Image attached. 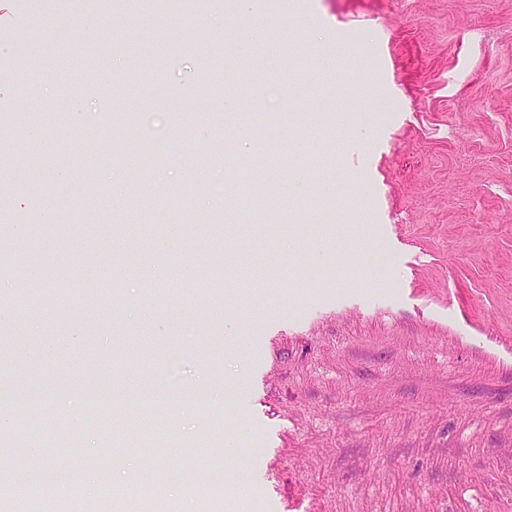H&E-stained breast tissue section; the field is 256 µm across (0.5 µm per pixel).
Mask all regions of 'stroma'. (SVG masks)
<instances>
[{"mask_svg": "<svg viewBox=\"0 0 512 512\" xmlns=\"http://www.w3.org/2000/svg\"><path fill=\"white\" fill-rule=\"evenodd\" d=\"M19 61L0 257L111 282L0 270V433L39 440L32 464L77 467L87 500L108 475L116 512L131 478L184 470L160 512H512V0H158L148 23L136 0H0V74ZM161 241L251 288L181 298L149 270ZM228 465L244 489L216 486ZM16 498L58 501L0 455V512Z\"/></svg>", "mask_w": 512, "mask_h": 512, "instance_id": "obj_1", "label": "stroma"}]
</instances>
